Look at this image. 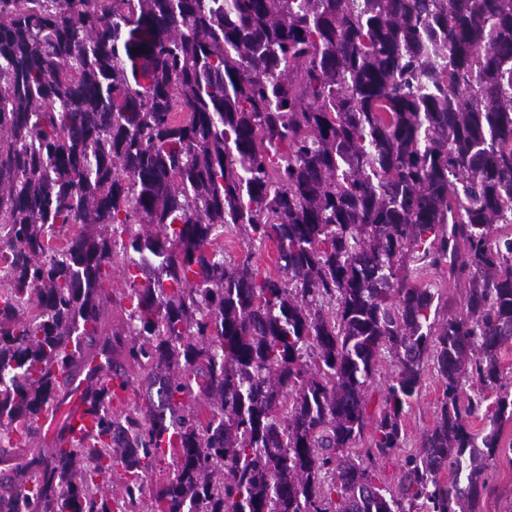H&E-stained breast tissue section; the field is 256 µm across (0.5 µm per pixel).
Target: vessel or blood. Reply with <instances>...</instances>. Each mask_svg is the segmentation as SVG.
<instances>
[{
    "label": "vessel or blood",
    "instance_id": "vessel-or-blood-1",
    "mask_svg": "<svg viewBox=\"0 0 512 512\" xmlns=\"http://www.w3.org/2000/svg\"><path fill=\"white\" fill-rule=\"evenodd\" d=\"M111 378L115 400H123L125 396L121 383L125 378L122 370L110 369L102 357L87 360L82 373L71 383L70 394L64 402L50 405L40 417L39 426L52 446L57 448L70 447L74 439L90 432L94 422L86 412L84 396L90 382Z\"/></svg>",
    "mask_w": 512,
    "mask_h": 512
}]
</instances>
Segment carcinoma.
<instances>
[{"mask_svg":"<svg viewBox=\"0 0 512 512\" xmlns=\"http://www.w3.org/2000/svg\"><path fill=\"white\" fill-rule=\"evenodd\" d=\"M231 224L281 274L225 261ZM497 224L512 0H0V512L134 507L167 456L148 512H477L512 419L484 407L512 341ZM415 262L448 265L463 314L436 322ZM97 336L142 403L115 413L99 381L96 430L17 464ZM428 361L439 413L395 493L374 467ZM254 253L252 262L255 266L267 274L278 275L281 273L276 264V248L272 243L260 246L258 243L251 247ZM395 371V360L386 350L378 361L373 377L368 382L367 394L370 403L367 412L374 418L381 408L384 389L391 383Z\"/></svg>","mask_w":512,"mask_h":512,"instance_id":"obj_1","label":"carcinoma"}]
</instances>
